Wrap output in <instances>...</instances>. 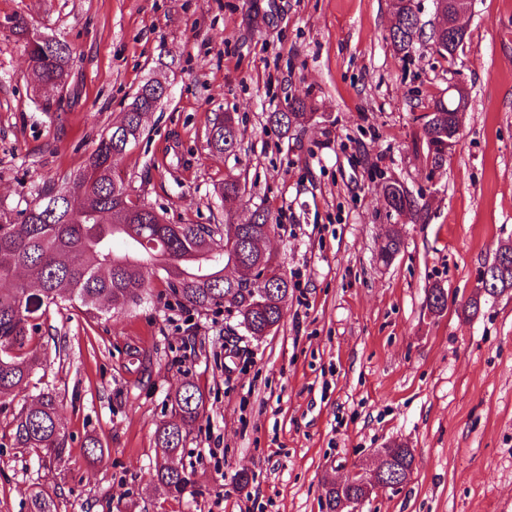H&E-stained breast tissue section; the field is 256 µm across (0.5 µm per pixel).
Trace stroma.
Returning a JSON list of instances; mask_svg holds the SVG:
<instances>
[{
  "label": "stroma",
  "mask_w": 512,
  "mask_h": 512,
  "mask_svg": "<svg viewBox=\"0 0 512 512\" xmlns=\"http://www.w3.org/2000/svg\"><path fill=\"white\" fill-rule=\"evenodd\" d=\"M19 17L70 45L66 94L35 91ZM391 20L392 0H0V210L76 171L155 76L168 94L113 162L131 194L172 223L220 224L214 188L240 178L233 220L269 211L266 249L291 284L262 337L229 306L167 303L155 273L147 299L113 315L50 309L42 363L0 410V512H30L39 491L56 512H323L326 480L372 472L394 442L413 449V472L359 512H512V289L477 292L512 247V0H470L453 59L401 58ZM456 84L464 131L435 170L422 117ZM296 98L305 128L267 126ZM227 112L240 145L224 156L207 131ZM389 179L422 198L425 223L387 208ZM185 377L206 403L180 450L194 490L176 496L152 479L155 431ZM47 392L62 462L12 434L13 413Z\"/></svg>",
  "instance_id": "35a3bbf8"
}]
</instances>
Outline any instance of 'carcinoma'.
I'll return each mask as SVG.
<instances>
[{
	"label": "carcinoma",
	"mask_w": 512,
	"mask_h": 512,
	"mask_svg": "<svg viewBox=\"0 0 512 512\" xmlns=\"http://www.w3.org/2000/svg\"><path fill=\"white\" fill-rule=\"evenodd\" d=\"M394 21L389 37L404 58L415 49L448 53V30H425L413 0L393 4ZM13 33L23 42L31 59L36 86H69L71 50L61 39L33 41L32 30L21 18ZM460 104L456 93L448 101L436 100L423 116L420 142L432 168L448 160V126ZM132 111L99 140L82 166L59 184L39 189L25 202L17 218L0 221V396L21 386L39 368L34 333L38 313L67 302L93 316L116 312L136 304L147 293L144 270L162 273L168 296L175 304L197 312L229 303L240 323L253 336L279 325L290 284L274 259L254 249L253 243L272 230L269 213L256 209L252 221L235 227L233 244L224 250V225L231 223L240 201L239 181L224 179L216 194L224 205L222 224H170L154 208L131 197L127 181L113 176L112 153H124L145 132L148 99L134 97ZM308 113L301 106L271 112L267 122L288 133L302 126ZM207 142L217 153L235 151L239 129L226 112L208 129ZM388 208L425 219V205L398 180L382 186ZM272 289L260 307H254L252 291ZM205 404L203 392L190 378L181 381L171 396L175 422L161 425L155 447L163 453L154 478L168 492L182 495L194 487L190 474L178 462L184 438L195 425ZM13 437L22 448H36L61 461L66 454L65 436L58 421V400L46 393L13 416ZM362 487L352 482L344 489L324 485L325 512H339L342 500L357 499Z\"/></svg>",
	"instance_id": "1"
}]
</instances>
